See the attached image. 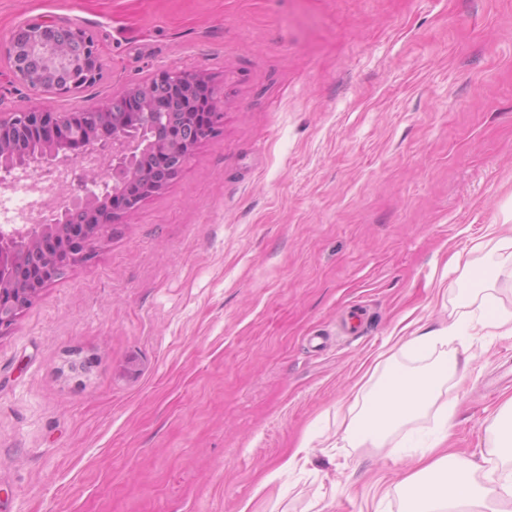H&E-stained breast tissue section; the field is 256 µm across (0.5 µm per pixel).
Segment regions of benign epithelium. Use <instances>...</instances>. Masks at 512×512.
<instances>
[{
  "instance_id": "benign-epithelium-1",
  "label": "benign epithelium",
  "mask_w": 512,
  "mask_h": 512,
  "mask_svg": "<svg viewBox=\"0 0 512 512\" xmlns=\"http://www.w3.org/2000/svg\"><path fill=\"white\" fill-rule=\"evenodd\" d=\"M58 29L59 26L53 21L25 24L22 30L26 35V48L42 56L48 72L68 67L71 54L77 50L84 57L83 70L67 84L56 85L11 63L15 76L38 97L72 93L81 83L91 82L100 73V53L93 38L75 25L67 28V41L56 42L50 39V34ZM161 79L182 89L188 96L204 87L200 76L186 71H167L161 75ZM108 112L109 109L102 106L74 115L33 106L8 116L0 114V135L9 130L21 139L31 133L39 139L37 159L32 164L10 158L9 150L0 142V188L9 187L18 171L48 177L59 169H72L76 180L89 184L84 195H70L56 207L48 223L0 226V259L7 256L6 248L15 238L34 234L43 238L50 236L56 225L66 222L68 211L74 207L87 211L89 222L96 225L95 231L98 232L104 225L112 223L115 216L137 211L147 196L166 185V182L153 178L145 183L142 192L123 199L120 209L109 211L100 208L101 200L112 194V180L133 174L135 155L144 141L142 134L120 126L103 132L96 131L99 118ZM63 140L71 144L70 151H58V143ZM54 278L53 268L49 266L24 291L17 293L13 286L0 284V330L9 327L14 315Z\"/></svg>"
}]
</instances>
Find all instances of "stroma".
Listing matches in <instances>:
<instances>
[{
	"label": "stroma",
	"mask_w": 512,
	"mask_h": 512,
	"mask_svg": "<svg viewBox=\"0 0 512 512\" xmlns=\"http://www.w3.org/2000/svg\"><path fill=\"white\" fill-rule=\"evenodd\" d=\"M89 31L78 112L187 70L215 134L0 331V512H399L398 464L336 445L391 334L447 320L450 257L512 219V0H0L4 47ZM512 339L461 384L452 448L488 454ZM312 433L305 472L277 474ZM265 491H257L260 480Z\"/></svg>",
	"instance_id": "obj_1"
}]
</instances>
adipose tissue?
<instances>
[{"label": "adipose tissue", "instance_id": "1", "mask_svg": "<svg viewBox=\"0 0 512 512\" xmlns=\"http://www.w3.org/2000/svg\"><path fill=\"white\" fill-rule=\"evenodd\" d=\"M493 244L503 263L476 268L453 257L461 268L460 280L449 285L454 311L447 325L400 336L402 350L415 354L440 351V359L425 370L387 368L359 410H348L340 432L343 443L353 447L384 448L393 432L427 414L437 402L441 383L463 379L476 357L474 343L489 344L512 338V307L504 305L495 283L512 280V228L492 224L486 240L475 250ZM447 427L429 440L414 467L400 482V512H512V398L498 412V424L490 469L472 458L443 451Z\"/></svg>", "mask_w": 512, "mask_h": 512}]
</instances>
